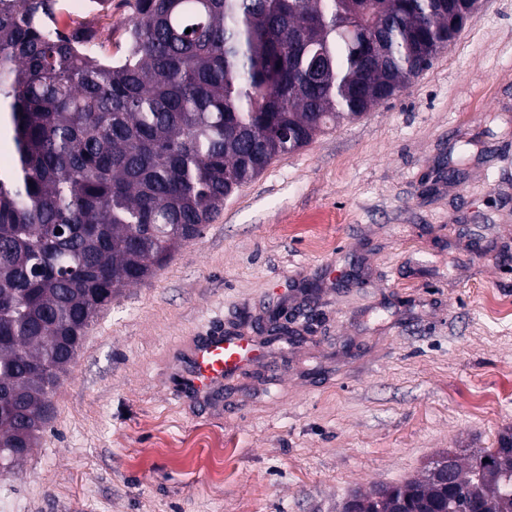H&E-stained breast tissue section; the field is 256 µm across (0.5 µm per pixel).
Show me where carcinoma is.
<instances>
[{"mask_svg": "<svg viewBox=\"0 0 512 512\" xmlns=\"http://www.w3.org/2000/svg\"><path fill=\"white\" fill-rule=\"evenodd\" d=\"M127 48L0 0V468L23 466L88 327L201 235L224 200L402 89L470 0H131ZM191 33H186V29ZM323 64L311 69L313 54ZM488 459L479 475L473 459ZM453 465L452 478L437 471ZM512 512V430L442 451L342 512Z\"/></svg>", "mask_w": 512, "mask_h": 512, "instance_id": "1", "label": "carcinoma"}]
</instances>
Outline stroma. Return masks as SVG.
<instances>
[{
  "label": "stroma",
  "instance_id": "stroma-1",
  "mask_svg": "<svg viewBox=\"0 0 512 512\" xmlns=\"http://www.w3.org/2000/svg\"><path fill=\"white\" fill-rule=\"evenodd\" d=\"M95 40L126 49L127 0ZM77 21L60 19L61 30ZM512 0L361 118L279 157L87 329L0 512H341L512 429ZM256 338L212 400L171 352Z\"/></svg>",
  "mask_w": 512,
  "mask_h": 512
}]
</instances>
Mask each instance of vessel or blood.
<instances>
[{
  "instance_id": "vessel-or-blood-1",
  "label": "vessel or blood",
  "mask_w": 512,
  "mask_h": 512,
  "mask_svg": "<svg viewBox=\"0 0 512 512\" xmlns=\"http://www.w3.org/2000/svg\"><path fill=\"white\" fill-rule=\"evenodd\" d=\"M258 344L251 337L217 330L198 336L176 356V394L189 402H204L223 389L225 381L254 359Z\"/></svg>"
}]
</instances>
